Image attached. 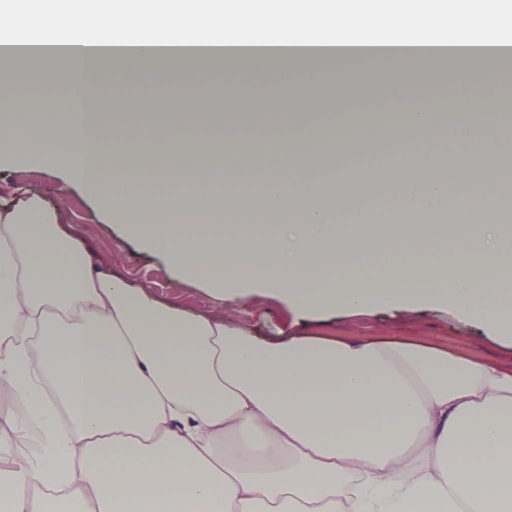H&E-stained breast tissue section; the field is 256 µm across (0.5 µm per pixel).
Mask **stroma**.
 Returning a JSON list of instances; mask_svg holds the SVG:
<instances>
[{"mask_svg":"<svg viewBox=\"0 0 512 512\" xmlns=\"http://www.w3.org/2000/svg\"><path fill=\"white\" fill-rule=\"evenodd\" d=\"M426 85L441 87V95H418V88ZM486 100L512 106V80L489 82L481 67L468 59L451 61L437 71L388 62L371 72L356 71L343 82L317 88L302 99L285 93L274 96L265 85L243 82L235 95L224 96L221 111L194 116L188 123H145L139 125L138 131L149 145L160 150L176 140L220 143L224 140L225 121L246 101L251 105L250 114L236 126V147L247 151L260 141L279 145L290 133L301 129L331 127L339 118L357 116L367 124L388 127L413 104L436 114L443 108L454 111ZM19 187L48 201H61V232L84 238L114 275L136 287L149 286L164 304L188 312L212 310L213 300L202 283L183 280L168 267L162 253L147 252L123 241L120 227L109 222L89 192L74 184L64 185L60 167L24 162L1 164L0 197H11ZM228 316L259 338L272 342L299 333L347 338L400 336L454 353L475 355L505 369L512 367L511 344L497 340L478 321L462 320L443 306H381L299 322L284 302L256 294L229 311Z\"/></svg>","mask_w":512,"mask_h":512,"instance_id":"obj_1","label":"stroma"}]
</instances>
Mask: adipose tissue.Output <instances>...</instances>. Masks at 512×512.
Wrapping results in <instances>:
<instances>
[{
    "instance_id": "1",
    "label": "adipose tissue",
    "mask_w": 512,
    "mask_h": 512,
    "mask_svg": "<svg viewBox=\"0 0 512 512\" xmlns=\"http://www.w3.org/2000/svg\"><path fill=\"white\" fill-rule=\"evenodd\" d=\"M223 0L197 10L192 0H75L69 30L85 44H122L126 27L147 26L178 11L157 41L161 53L111 57L53 55L68 72L67 121L29 117L22 98L0 102V163L42 157L91 191L111 223L143 248L165 249L183 278L205 283L214 308L189 313L134 287L78 239L60 233L59 207L20 189L0 203V512H512V369L477 356L407 341L296 335L260 339L224 312L253 294L277 298L297 318L333 316L380 304L453 305L512 343V249L494 223L488 189L498 170L492 130L461 121L449 135L479 142L461 156L468 233L436 247L443 228L401 229L356 223L367 195L343 193L327 204L290 191L284 162L260 170L261 202L217 198V181L245 179L225 166L224 150L183 141L147 158L128 116L139 98H91V85L116 84L157 65L162 80L183 84L188 111L212 81L222 56L185 50L187 38L216 42L214 21L250 45L248 60H292L275 72L225 78L309 93L353 69L388 61L435 71L459 57L478 60L498 81L512 57L492 53L512 43V23L494 11L472 23L429 24L434 0H398L373 10L347 0L350 25L324 9L289 14L275 27L254 0ZM123 147L112 160L103 146ZM431 113L408 110L385 137L363 135L362 149L388 155L402 174L396 196L416 210L443 207L448 184L432 170L414 173L412 150L439 146ZM179 175L192 199H141L133 183ZM237 224H276L269 238L229 234ZM37 434L39 451L18 462L15 444Z\"/></svg>"
}]
</instances>
